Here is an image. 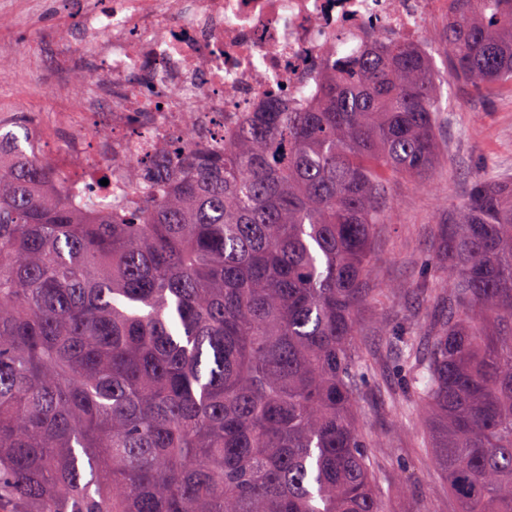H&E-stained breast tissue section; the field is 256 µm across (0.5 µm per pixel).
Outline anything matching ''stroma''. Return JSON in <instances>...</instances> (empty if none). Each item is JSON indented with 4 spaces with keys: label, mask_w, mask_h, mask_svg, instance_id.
Wrapping results in <instances>:
<instances>
[{
    "label": "stroma",
    "mask_w": 512,
    "mask_h": 512,
    "mask_svg": "<svg viewBox=\"0 0 512 512\" xmlns=\"http://www.w3.org/2000/svg\"><path fill=\"white\" fill-rule=\"evenodd\" d=\"M10 2V9L0 10V113L35 116L50 125L55 113L71 112L74 126L95 141L105 128L103 117L81 114L96 87L85 0H40L35 16L22 0ZM444 94L448 107L437 125L441 168L426 184L390 182L394 221L375 243L379 291L361 327L360 345L373 365L357 398L361 429L390 512H456V502L425 446V411L418 407L403 417L390 405L406 369L385 332L425 339L435 297L446 287L431 259L449 213L467 194L474 169L512 175V89L477 91L452 83Z\"/></svg>",
    "instance_id": "obj_1"
}]
</instances>
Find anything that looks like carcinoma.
Segmentation results:
<instances>
[{
    "instance_id": "obj_1",
    "label": "carcinoma",
    "mask_w": 512,
    "mask_h": 512,
    "mask_svg": "<svg viewBox=\"0 0 512 512\" xmlns=\"http://www.w3.org/2000/svg\"><path fill=\"white\" fill-rule=\"evenodd\" d=\"M448 79L512 86V0H448ZM442 82L401 42L230 134L137 155L107 205L0 161V512H388L359 431L358 336L388 180L440 165ZM404 396L457 512H512V177L471 174Z\"/></svg>"
}]
</instances>
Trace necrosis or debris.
<instances>
[{
  "label": "necrosis or debris",
  "mask_w": 512,
  "mask_h": 512,
  "mask_svg": "<svg viewBox=\"0 0 512 512\" xmlns=\"http://www.w3.org/2000/svg\"><path fill=\"white\" fill-rule=\"evenodd\" d=\"M100 43L98 92L88 111L107 110L96 145L71 137L58 154L69 172L59 192L75 197L92 169L110 165L111 183L127 180L136 135L157 147L193 143L235 128L278 93L312 102L323 62L365 46L401 41L433 56L448 26V0H112L90 6Z\"/></svg>",
  "instance_id": "4bbe7bcc"
}]
</instances>
